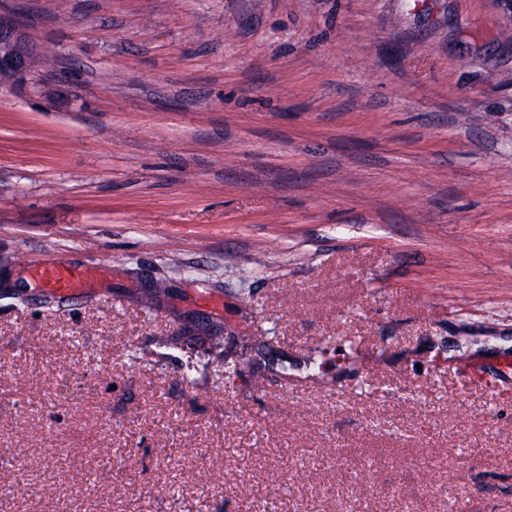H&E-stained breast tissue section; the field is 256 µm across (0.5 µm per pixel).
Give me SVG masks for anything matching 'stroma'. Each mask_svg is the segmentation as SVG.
Instances as JSON below:
<instances>
[{"mask_svg": "<svg viewBox=\"0 0 512 512\" xmlns=\"http://www.w3.org/2000/svg\"><path fill=\"white\" fill-rule=\"evenodd\" d=\"M0 5V512H512V0ZM42 47L31 39L21 17L0 8V84L26 79L37 67ZM38 278L45 285L47 292L70 299L85 293L89 274L80 276L65 265L48 264L38 271ZM178 331L175 336H167L161 338L160 343L163 345L175 344L177 345L180 341L183 346L191 347L197 343V336L206 335L209 340V349L212 352V358L207 361L204 365V370L208 369V366L224 364L226 358L224 357L223 351V329L216 325L213 329L206 331V327L196 324L193 317L190 314H186L182 319L178 321ZM195 334L196 336H191Z\"/></svg>", "mask_w": 512, "mask_h": 512, "instance_id": "obj_1", "label": "stroma"}]
</instances>
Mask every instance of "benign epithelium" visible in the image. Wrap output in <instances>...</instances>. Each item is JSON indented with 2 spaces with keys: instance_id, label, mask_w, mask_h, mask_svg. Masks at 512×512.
<instances>
[{
  "instance_id": "1",
  "label": "benign epithelium",
  "mask_w": 512,
  "mask_h": 512,
  "mask_svg": "<svg viewBox=\"0 0 512 512\" xmlns=\"http://www.w3.org/2000/svg\"><path fill=\"white\" fill-rule=\"evenodd\" d=\"M41 56L42 48L32 41L21 17L0 8V85L26 79Z\"/></svg>"
}]
</instances>
